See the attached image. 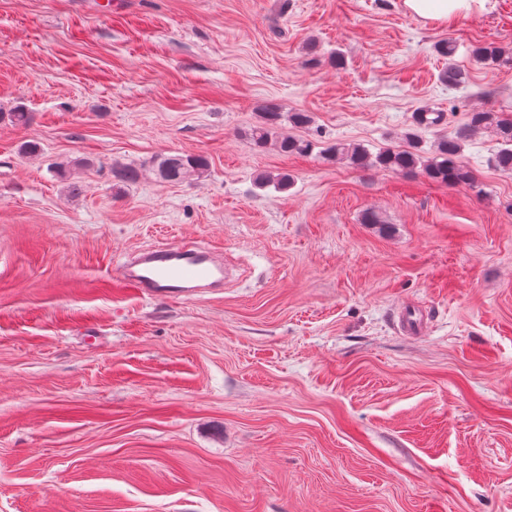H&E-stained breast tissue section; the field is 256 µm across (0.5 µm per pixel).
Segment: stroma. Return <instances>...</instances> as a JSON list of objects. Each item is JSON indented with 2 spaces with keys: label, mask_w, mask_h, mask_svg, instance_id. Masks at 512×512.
Listing matches in <instances>:
<instances>
[{
  "label": "stroma",
  "mask_w": 512,
  "mask_h": 512,
  "mask_svg": "<svg viewBox=\"0 0 512 512\" xmlns=\"http://www.w3.org/2000/svg\"><path fill=\"white\" fill-rule=\"evenodd\" d=\"M483 42L512 51V0L446 23L402 0H0V112L31 117L0 121V512H512L495 137L463 149L474 189L320 153L405 148L422 107L447 116L428 147L512 112ZM269 102L318 153L253 143ZM174 154L207 172L163 180ZM183 240L239 278L190 300L119 283L123 255ZM511 54L494 44H484L475 46L471 50V55L476 62L481 63L485 66H494L500 62H504L505 58Z\"/></svg>",
  "instance_id": "obj_1"
}]
</instances>
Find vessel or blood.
Here are the masks:
<instances>
[{
	"instance_id": "b4317fda",
	"label": "vessel or blood",
	"mask_w": 512,
	"mask_h": 512,
	"mask_svg": "<svg viewBox=\"0 0 512 512\" xmlns=\"http://www.w3.org/2000/svg\"><path fill=\"white\" fill-rule=\"evenodd\" d=\"M122 283L148 297L197 298L223 291L229 268L221 254L196 242L158 244L124 256Z\"/></svg>"
}]
</instances>
